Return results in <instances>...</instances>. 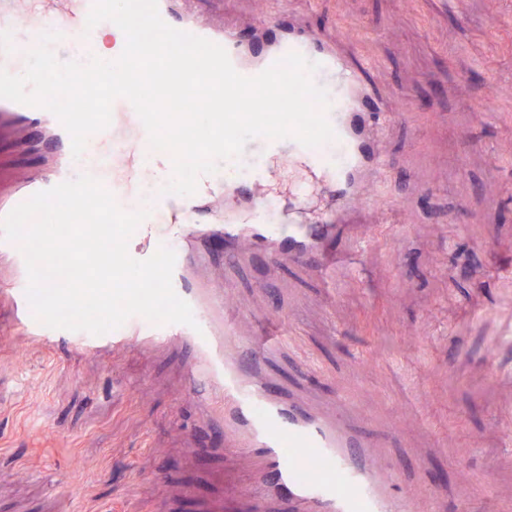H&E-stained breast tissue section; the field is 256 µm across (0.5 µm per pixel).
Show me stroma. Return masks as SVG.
I'll use <instances>...</instances> for the list:
<instances>
[{"label": "stroma", "instance_id": "1", "mask_svg": "<svg viewBox=\"0 0 512 512\" xmlns=\"http://www.w3.org/2000/svg\"><path fill=\"white\" fill-rule=\"evenodd\" d=\"M207 22L252 38L260 15L372 63L386 159L359 225L314 266L242 262L228 301L243 337L287 322L272 379L309 408L343 397L435 512H512V0H202ZM41 171L40 129L6 147ZM0 270V512H216L252 481L214 456L189 391L188 348L76 352L13 325ZM162 481H155V473Z\"/></svg>", "mask_w": 512, "mask_h": 512}]
</instances>
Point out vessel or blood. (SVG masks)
Here are the masks:
<instances>
[{
	"label": "vessel or blood",
	"instance_id": "1",
	"mask_svg": "<svg viewBox=\"0 0 512 512\" xmlns=\"http://www.w3.org/2000/svg\"><path fill=\"white\" fill-rule=\"evenodd\" d=\"M93 0H0V68L14 71L41 34L60 33L68 46V60L87 63L97 53L99 30H86ZM158 11L171 27L222 46L234 68L255 76L291 52L318 63L316 84L329 98L328 118L341 146L339 155L317 153L288 138H258V165L250 189L223 173L201 176L195 195H156L155 211L140 224L129 241V253L138 260L170 245L176 254L173 287L187 301L196 321L157 325L133 316L108 333L69 332L83 350L109 347L146 352L177 340L192 349L188 386L207 394L212 423L227 434L233 446L251 454L273 492L288 497L297 512H417L424 492L405 488L386 476L376 451L377 441L362 437L355 428L356 410L337 400L333 411L304 408L294 393L272 387L268 363L282 345L280 334L267 331L260 339L241 337L231 313L224 307L234 288L197 278L208 263L206 239L223 236L230 254L241 244L263 253L270 264L281 260L313 263L321 273L333 264L330 243L351 223L363 202L364 190L377 182L383 169L380 155L366 130L375 118L361 68L349 64L322 39L308 37L296 27L279 28L271 19L260 22L258 38L241 40L236 34L200 24L182 0H158ZM36 125L48 130L60 147V157L49 173L0 191V217L29 199L83 174L97 178L117 204L133 211L130 189L149 169L151 153L147 132L131 103L116 99L109 127L91 136L81 157H73L71 138L58 118L37 107L0 99V132L5 128ZM303 167L309 191L328 199L319 215L308 216L302 198L274 201L265 188L272 166ZM8 261L15 276L10 296L15 322L27 335L51 343L56 329L34 319L26 296L28 276L19 247L0 236V261ZM269 491V492H272ZM269 492H246L247 512H268Z\"/></svg>",
	"mask_w": 512,
	"mask_h": 512
}]
</instances>
